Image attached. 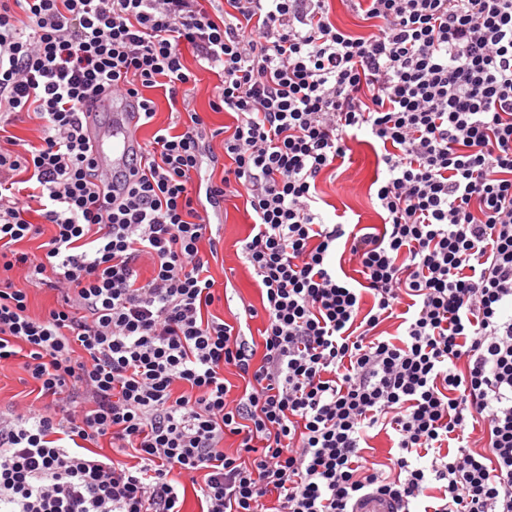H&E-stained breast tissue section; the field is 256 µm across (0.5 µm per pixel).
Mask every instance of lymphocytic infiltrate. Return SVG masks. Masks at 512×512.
Here are the masks:
<instances>
[{
  "mask_svg": "<svg viewBox=\"0 0 512 512\" xmlns=\"http://www.w3.org/2000/svg\"><path fill=\"white\" fill-rule=\"evenodd\" d=\"M357 3L369 34L330 0H0V135L39 122L0 148V363L39 397L0 415V512H182L175 471L202 477L201 512L371 493L416 512L434 487L423 512H512V0ZM201 69L234 125L190 109ZM153 88L186 108L101 192L83 109L125 95L144 126ZM361 130L384 150V224L349 235L317 178ZM218 144L229 163L203 177ZM237 197L262 305L227 321L203 314L221 236L202 213ZM38 236L41 255L20 249ZM15 271L57 306L31 312ZM371 429L394 435L387 470ZM104 440L112 456H87ZM343 0H332L330 18L339 27L356 33L368 34L371 32L366 22L362 21L353 11L349 3ZM38 123V120L36 119H29L24 118L23 121H17L14 123L13 126L9 127V131L12 135L16 136L18 138L17 144L15 146H10L3 144L5 148H8L10 150H13L15 152H23L24 147H27L26 144L28 141H36L37 136L39 135L34 129L36 128V125Z\"/></svg>",
  "mask_w": 512,
  "mask_h": 512,
  "instance_id": "lymphocytic-infiltrate-1",
  "label": "lymphocytic infiltrate"
}]
</instances>
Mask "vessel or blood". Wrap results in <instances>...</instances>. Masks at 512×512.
<instances>
[{
	"mask_svg": "<svg viewBox=\"0 0 512 512\" xmlns=\"http://www.w3.org/2000/svg\"><path fill=\"white\" fill-rule=\"evenodd\" d=\"M100 106L101 109H111L110 124L101 125L98 112H92L86 114L84 127L98 168L108 178L112 176L115 167L123 164L128 154L140 151L143 143L135 127L137 117L127 100L115 96L102 100Z\"/></svg>",
	"mask_w": 512,
	"mask_h": 512,
	"instance_id": "b4317fda",
	"label": "vessel or blood"
}]
</instances>
